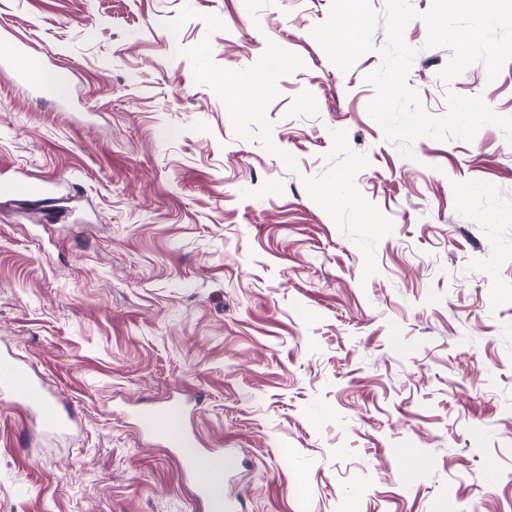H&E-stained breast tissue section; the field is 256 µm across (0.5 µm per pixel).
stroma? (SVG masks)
Here are the masks:
<instances>
[{
  "mask_svg": "<svg viewBox=\"0 0 512 512\" xmlns=\"http://www.w3.org/2000/svg\"><path fill=\"white\" fill-rule=\"evenodd\" d=\"M385 5L0 0L33 45L0 170L71 189L47 221L0 197V352L77 413L56 433L0 394V512H209L137 421L179 393L243 512H512V143L401 157L368 113ZM427 37L430 114L451 90L512 117V61L447 85Z\"/></svg>",
  "mask_w": 512,
  "mask_h": 512,
  "instance_id": "1",
  "label": "stroma"
}]
</instances>
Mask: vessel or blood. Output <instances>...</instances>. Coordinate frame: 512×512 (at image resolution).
Segmentation results:
<instances>
[{"mask_svg": "<svg viewBox=\"0 0 512 512\" xmlns=\"http://www.w3.org/2000/svg\"><path fill=\"white\" fill-rule=\"evenodd\" d=\"M9 43L11 53L0 58V74L17 78L21 72L16 60L28 54L31 45L17 33L11 34ZM0 193L14 194L30 210L47 215L59 201V184L53 180L31 182L16 178L1 182ZM0 393L19 398L41 416L47 427L66 428L71 424L70 415L58 409L43 383L34 380L16 360H0ZM167 444L180 451L185 471L194 477L198 492L208 501L211 512H236L235 502L224 493L223 449L196 450L194 436L186 430L182 431L180 438L168 439Z\"/></svg>", "mask_w": 512, "mask_h": 512, "instance_id": "obj_1", "label": "vessel or blood"}]
</instances>
